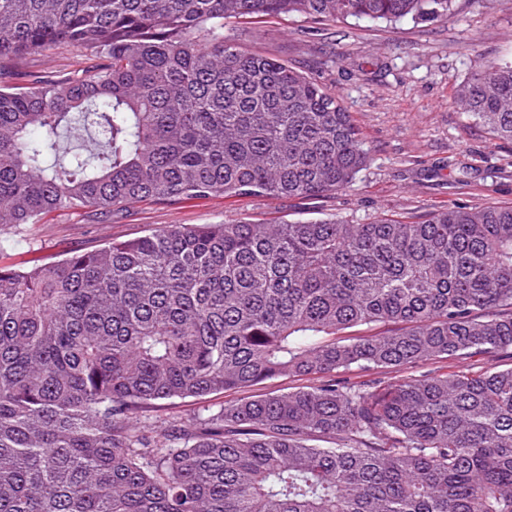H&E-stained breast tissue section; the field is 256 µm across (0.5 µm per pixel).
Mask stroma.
Here are the masks:
<instances>
[{
    "label": "stroma",
    "mask_w": 512,
    "mask_h": 512,
    "mask_svg": "<svg viewBox=\"0 0 512 512\" xmlns=\"http://www.w3.org/2000/svg\"><path fill=\"white\" fill-rule=\"evenodd\" d=\"M224 34L245 50L288 62L341 98L370 156L354 184L309 200L212 195L133 202L103 215L55 210L7 237L0 265L56 261L168 224H272L336 215L366 224L379 216L416 221L453 205L512 206V143L491 140L456 102L476 60L512 61V0H456L451 17L426 22L322 25L283 15L229 23ZM83 65L75 49L59 46L1 75L0 85L43 75L65 80ZM237 398L227 392L174 399L155 413L187 421Z\"/></svg>",
    "instance_id": "obj_1"
}]
</instances>
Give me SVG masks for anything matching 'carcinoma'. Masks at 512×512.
Wrapping results in <instances>:
<instances>
[{
	"mask_svg": "<svg viewBox=\"0 0 512 512\" xmlns=\"http://www.w3.org/2000/svg\"><path fill=\"white\" fill-rule=\"evenodd\" d=\"M455 2L0 0V73L59 45L91 61L0 87V232L53 210L349 188L369 156L340 99L224 23L434 20ZM457 99L512 143V62L479 64ZM88 114L93 147L61 157L60 129ZM510 349L512 207L171 224L1 265L0 512H512V367L389 377ZM353 366L372 378L336 377ZM460 365V363L453 358H438L435 360H430L422 365H420L418 368L414 369H407V370H400L398 372L392 373V377H396L397 379L406 377L412 373H415V371H435L438 373H446L450 371H454L457 369V367ZM313 384V380L306 377H280L264 384L256 385L240 392H227L224 394H212L205 399L187 398L174 399L161 402L159 408L149 413L160 418H176L184 421L190 420L195 414L203 409L217 411L225 402L248 398L263 394H282L293 391L303 386Z\"/></svg>",
	"mask_w": 512,
	"mask_h": 512,
	"instance_id": "cac0c4a2",
	"label": "carcinoma"
}]
</instances>
